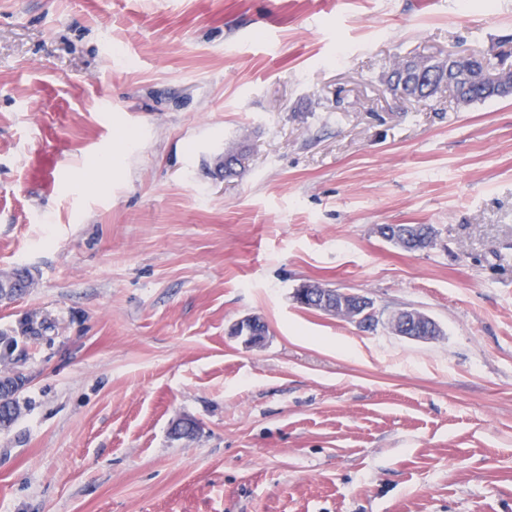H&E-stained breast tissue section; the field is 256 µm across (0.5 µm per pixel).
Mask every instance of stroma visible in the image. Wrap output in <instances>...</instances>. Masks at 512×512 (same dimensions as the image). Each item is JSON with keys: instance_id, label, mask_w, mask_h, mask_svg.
<instances>
[{"instance_id": "obj_1", "label": "stroma", "mask_w": 512, "mask_h": 512, "mask_svg": "<svg viewBox=\"0 0 512 512\" xmlns=\"http://www.w3.org/2000/svg\"><path fill=\"white\" fill-rule=\"evenodd\" d=\"M506 47L512 0H0V331L46 322L0 365V512H512V97L385 83ZM310 289V301L304 299L310 307L320 309L338 317L349 319L356 315L357 321L364 327L373 326L379 321L380 313L371 299L363 295L332 288H317L306 284ZM383 323H386L395 334L413 340H429L441 332L434 319L413 309H403L391 313ZM19 390L16 379L9 375L0 376V426L8 428L14 421L13 413L19 414V403L14 397Z\"/></svg>"}]
</instances>
